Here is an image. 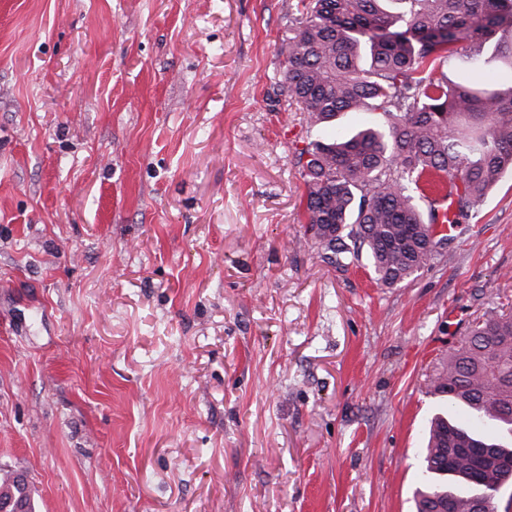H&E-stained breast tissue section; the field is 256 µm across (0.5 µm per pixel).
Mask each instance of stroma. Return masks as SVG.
Returning a JSON list of instances; mask_svg holds the SVG:
<instances>
[{"mask_svg": "<svg viewBox=\"0 0 512 512\" xmlns=\"http://www.w3.org/2000/svg\"><path fill=\"white\" fill-rule=\"evenodd\" d=\"M298 0H0V473L36 512H415L512 309V175L410 278L305 232Z\"/></svg>", "mask_w": 512, "mask_h": 512, "instance_id": "1", "label": "stroma"}]
</instances>
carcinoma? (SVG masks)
Returning a JSON list of instances; mask_svg holds the SVG:
<instances>
[{
    "label": "carcinoma",
    "instance_id": "cac0c4a2",
    "mask_svg": "<svg viewBox=\"0 0 512 512\" xmlns=\"http://www.w3.org/2000/svg\"><path fill=\"white\" fill-rule=\"evenodd\" d=\"M301 3L279 48L282 85L309 126L327 129L303 151L306 229L330 262L357 257L351 241L367 249L378 281L400 283L432 260L429 186L454 184L453 226L512 172V85L478 77L488 66L512 76V0ZM342 114L350 127L334 124ZM430 390L466 418H431L416 512L437 503L472 512L473 470L486 469L492 498L512 483V467L458 455H512V316L493 311L475 323Z\"/></svg>",
    "mask_w": 512,
    "mask_h": 512
}]
</instances>
